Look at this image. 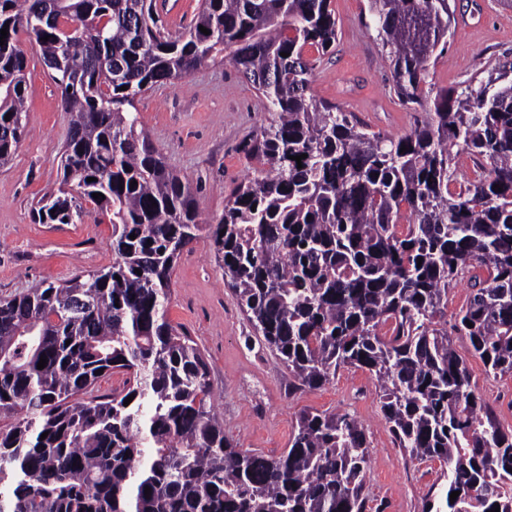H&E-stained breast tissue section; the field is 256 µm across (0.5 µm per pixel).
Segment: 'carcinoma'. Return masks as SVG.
Instances as JSON below:
<instances>
[{
    "label": "carcinoma",
    "instance_id": "carcinoma-1",
    "mask_svg": "<svg viewBox=\"0 0 512 512\" xmlns=\"http://www.w3.org/2000/svg\"><path fill=\"white\" fill-rule=\"evenodd\" d=\"M54 2L44 25L43 0H0V165L23 132L17 32L45 60L81 44L88 60L52 75L69 114L62 186L32 219L78 224L85 202L109 211L112 265L0 298V415L16 416L0 428V512H367L369 446L351 416L302 411L278 456L224 431L203 353L166 315L174 266L203 231L254 336L301 385L319 388L341 366L368 371L399 447L448 466L423 512H512V431L476 393L445 319L448 287L486 268L453 330L512 375V62L476 90H436L429 61L447 44L450 0H369L366 27L388 50L401 104L435 91L420 123L392 138L310 93L306 49L336 45L332 0H202L177 36L153 0ZM219 57L272 121L246 146L257 175L230 189L211 225L131 108ZM462 153L481 168L464 184ZM76 293L93 300L80 318L66 313ZM100 368L126 375L123 389L94 395Z\"/></svg>",
    "mask_w": 512,
    "mask_h": 512
}]
</instances>
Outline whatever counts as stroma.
Segmentation results:
<instances>
[{
	"instance_id": "stroma-1",
	"label": "stroma",
	"mask_w": 512,
	"mask_h": 512,
	"mask_svg": "<svg viewBox=\"0 0 512 512\" xmlns=\"http://www.w3.org/2000/svg\"><path fill=\"white\" fill-rule=\"evenodd\" d=\"M332 6L336 46L317 61L311 93L339 105L371 131L390 137L410 132L421 115L403 107L393 93L390 62L374 30L365 26L367 0H332ZM457 10L469 15L470 25H452L445 49L430 60L432 80L439 87L465 82L476 88L491 67L512 60V7L502 0H458ZM17 39L27 57V110L23 137L10 161L0 166V297L112 263V225L96 206L87 205L78 224L31 219L34 202L62 179L68 116L34 37L22 31ZM256 103L255 89L228 60L207 63L135 102L150 142L193 188L203 222L215 223L230 187L254 172L245 146L270 122ZM170 288L168 316L202 350L214 406L240 447L277 455L288 447L301 411L350 415L369 443V512H422L442 466L412 459L397 447L369 372L342 368L320 388L300 387L256 341L224 285L208 236L178 258ZM453 345L477 394L511 430L512 375L489 372L466 337H454Z\"/></svg>"
}]
</instances>
